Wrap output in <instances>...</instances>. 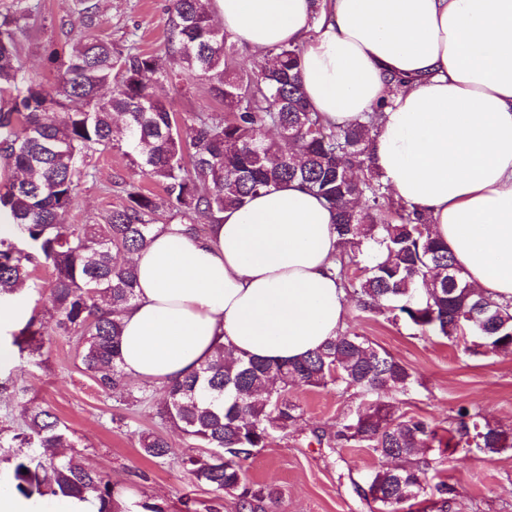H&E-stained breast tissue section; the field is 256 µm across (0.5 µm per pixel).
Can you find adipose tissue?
Returning <instances> with one entry per match:
<instances>
[{
  "mask_svg": "<svg viewBox=\"0 0 512 512\" xmlns=\"http://www.w3.org/2000/svg\"><path fill=\"white\" fill-rule=\"evenodd\" d=\"M226 34L260 53L299 46L308 107L350 126L380 108L371 163L423 213L479 293L512 302V0H213ZM336 212L298 183L225 210L208 235L158 227L131 255L118 318L130 384L161 388L224 346L285 362L341 333ZM0 512H96L0 489Z\"/></svg>",
  "mask_w": 512,
  "mask_h": 512,
  "instance_id": "obj_1",
  "label": "adipose tissue"
}]
</instances>
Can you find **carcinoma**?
<instances>
[{
  "label": "carcinoma",
  "instance_id": "cac0c4a2",
  "mask_svg": "<svg viewBox=\"0 0 512 512\" xmlns=\"http://www.w3.org/2000/svg\"><path fill=\"white\" fill-rule=\"evenodd\" d=\"M84 30L96 25V4L72 0ZM167 46L180 72L207 83L224 115L173 111L169 88L176 74L157 56L130 51L116 57L112 44L86 34L71 41L51 84L32 77L19 53L20 36L38 14L33 0H11L0 11V163L14 172L0 188V215L23 239L0 237V297L13 296L40 270L50 273L52 313L31 317L13 335L19 356L42 355L44 337L77 339L84 372L104 393L124 390L118 313L135 300L133 264L119 266L113 252L135 253L160 224L174 221L197 236L195 220L216 222L263 190L296 182L336 209L343 250L362 251L367 263L340 258L337 277L366 312L390 313L457 344L464 352H512V306L470 288L427 218L399 200L371 165L379 110L350 127L324 124L309 110L297 69L301 49L281 45L271 62L251 75L236 72L224 32L202 0H171ZM112 86L109 95L101 89ZM188 126L190 139L180 135ZM274 129L279 140L267 139ZM124 149L129 165L162 188L156 198L131 181L104 224H70L83 178L84 157L103 147ZM414 384L408 368L356 334L341 333L305 356L281 363L235 357L225 348L195 373L159 389L157 414L192 446L183 466L211 488L215 512L224 496L242 512H267L277 492L246 483L243 463L300 419L288 393L296 385L355 388L362 400L350 416L317 442L329 448L364 445L404 465L377 469L364 497L376 512H404L448 485H430L426 449L443 456L476 449L497 454L512 437L480 414L461 407L448 427L398 413L386 400ZM24 431L13 436L12 484L16 492L90 499L97 512H130L118 484L87 466L68 426L48 406L23 405ZM56 448H69L59 455ZM145 456L164 459L174 450L162 435L142 439Z\"/></svg>",
  "mask_w": 512,
  "mask_h": 512
}]
</instances>
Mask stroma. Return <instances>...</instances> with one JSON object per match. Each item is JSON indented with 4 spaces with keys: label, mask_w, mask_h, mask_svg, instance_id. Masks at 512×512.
Listing matches in <instances>:
<instances>
[{
    "label": "stroma",
    "mask_w": 512,
    "mask_h": 512,
    "mask_svg": "<svg viewBox=\"0 0 512 512\" xmlns=\"http://www.w3.org/2000/svg\"><path fill=\"white\" fill-rule=\"evenodd\" d=\"M37 2V19L21 38L20 52L27 71L50 83L68 44L66 33L79 22L62 0ZM98 3L93 34L111 42L114 54L139 49L155 54L163 67L177 68L175 56L166 48L170 0ZM169 98L178 112L224 110L199 80L180 81ZM90 164L93 174L81 184L70 223H105L122 202V181L135 179L150 193L161 192L130 169L118 149L95 153ZM346 329L366 337L413 373V387L396 398L400 412L444 426L465 406L512 433V353L470 356L447 340L422 336L410 323L361 311L354 304L348 307ZM8 371L24 394H0V428L20 431L21 400L48 403L69 426L87 463L118 483L127 501L154 497L165 502L168 512H183L188 496L199 506L210 505L211 491L192 478L178 457L155 462L140 448L141 437L151 433L164 435L176 449L185 446L186 437L161 422L155 401L131 404L99 391L82 370L74 340L46 337L40 358L15 360ZM290 396L300 405L302 418L246 462L250 483L275 488L279 499L273 512H370L364 498L366 477L385 467V460L364 446L332 450L316 440L319 432L335 431L359 404L360 393L342 386H297ZM426 457L432 474L452 489L448 512H512V450L450 457L430 451Z\"/></svg>",
    "instance_id": "1"
}]
</instances>
